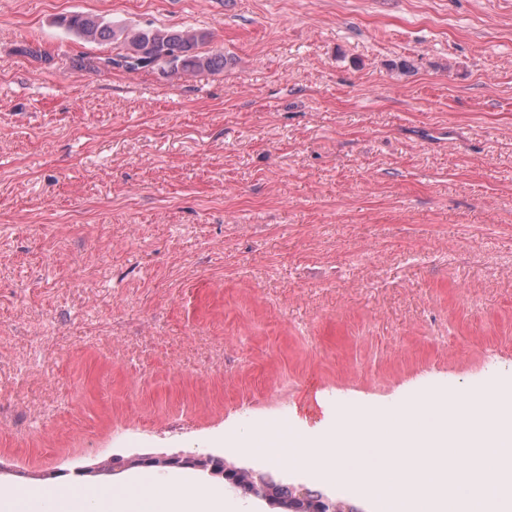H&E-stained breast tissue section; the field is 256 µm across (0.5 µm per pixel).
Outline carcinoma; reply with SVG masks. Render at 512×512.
Masks as SVG:
<instances>
[{
	"label": "carcinoma",
	"instance_id": "cac0c4a2",
	"mask_svg": "<svg viewBox=\"0 0 512 512\" xmlns=\"http://www.w3.org/2000/svg\"><path fill=\"white\" fill-rule=\"evenodd\" d=\"M58 24L86 43L114 45L117 53L112 64L130 71L147 67L183 73L224 69V52L204 49L211 39L205 30L117 27L97 14L84 12L63 15ZM265 497L290 506L288 512H307L328 499L322 492L293 489L271 476Z\"/></svg>",
	"mask_w": 512,
	"mask_h": 512
}]
</instances>
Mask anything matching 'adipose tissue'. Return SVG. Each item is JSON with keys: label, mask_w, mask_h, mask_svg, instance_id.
<instances>
[{"label": "adipose tissue", "mask_w": 512, "mask_h": 512, "mask_svg": "<svg viewBox=\"0 0 512 512\" xmlns=\"http://www.w3.org/2000/svg\"><path fill=\"white\" fill-rule=\"evenodd\" d=\"M0 512H224L214 491L176 481L167 487L139 481L121 489L60 487L51 493L0 489Z\"/></svg>", "instance_id": "ef3b65f1"}]
</instances>
